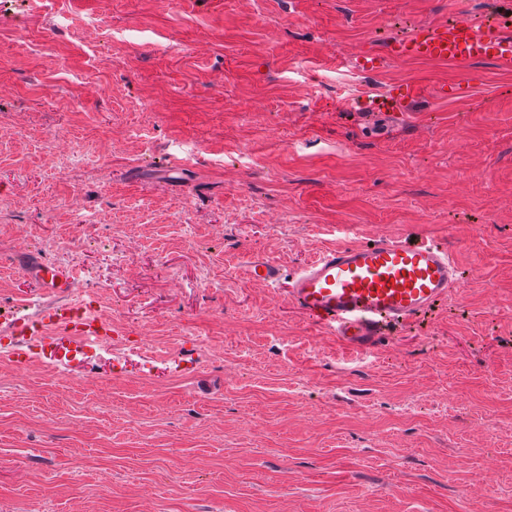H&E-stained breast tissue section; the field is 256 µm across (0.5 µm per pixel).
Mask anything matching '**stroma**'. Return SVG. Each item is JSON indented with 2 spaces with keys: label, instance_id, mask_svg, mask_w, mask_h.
Segmentation results:
<instances>
[{
  "label": "stroma",
  "instance_id": "35a3bbf8",
  "mask_svg": "<svg viewBox=\"0 0 512 512\" xmlns=\"http://www.w3.org/2000/svg\"><path fill=\"white\" fill-rule=\"evenodd\" d=\"M509 6L0 0V321L58 299L14 256L79 235L132 345L0 330V512H512V68L347 63ZM382 236L461 278L369 358L248 276ZM429 93L427 86L420 82H413L392 86L383 94H373L370 91H364L359 103L367 111L388 115L394 112H401L407 102L421 99Z\"/></svg>",
  "mask_w": 512,
  "mask_h": 512
}]
</instances>
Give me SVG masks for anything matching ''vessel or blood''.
Instances as JSON below:
<instances>
[{"label":"vessel or blood","instance_id":"b4317fda","mask_svg":"<svg viewBox=\"0 0 512 512\" xmlns=\"http://www.w3.org/2000/svg\"><path fill=\"white\" fill-rule=\"evenodd\" d=\"M442 64H466L490 59L512 65V38L500 24L456 18L442 24H424L405 39L391 42L385 54L363 52L349 60L362 71L377 72L384 58ZM419 82L396 85L382 94L363 92L360 105L388 115L407 102L427 95ZM46 288L72 287L70 269L38 261L28 269ZM251 280L276 286L279 267L267 259L250 263ZM460 272L448 248L434 240L409 242L381 238L369 243L331 247L302 265L290 278L288 297L309 319L341 339L352 351L369 353L390 330L425 314L458 288ZM53 325L74 336H102L104 322L78 318L71 305L56 303L43 311L35 334Z\"/></svg>","mask_w":512,"mask_h":512}]
</instances>
